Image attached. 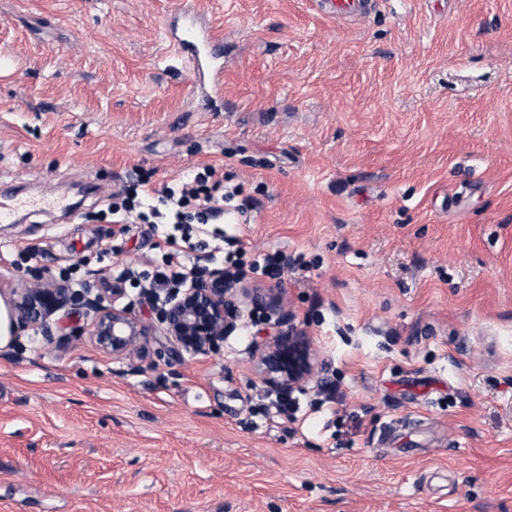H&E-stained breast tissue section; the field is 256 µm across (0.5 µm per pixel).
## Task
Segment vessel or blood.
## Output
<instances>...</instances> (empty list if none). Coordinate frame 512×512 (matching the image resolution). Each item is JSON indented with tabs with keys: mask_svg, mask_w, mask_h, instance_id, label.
I'll use <instances>...</instances> for the list:
<instances>
[{
	"mask_svg": "<svg viewBox=\"0 0 512 512\" xmlns=\"http://www.w3.org/2000/svg\"><path fill=\"white\" fill-rule=\"evenodd\" d=\"M166 35L174 53L190 63L193 85L221 95L222 43L212 28L202 22L199 13L191 7L178 11L168 23Z\"/></svg>",
	"mask_w": 512,
	"mask_h": 512,
	"instance_id": "b4317fda",
	"label": "vessel or blood"
}]
</instances>
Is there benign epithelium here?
<instances>
[{
  "label": "benign epithelium",
  "instance_id": "benign-epithelium-1",
  "mask_svg": "<svg viewBox=\"0 0 512 512\" xmlns=\"http://www.w3.org/2000/svg\"><path fill=\"white\" fill-rule=\"evenodd\" d=\"M88 288H63L54 281L36 279L12 290L11 322L30 327L51 339L48 319L61 307L93 314L95 344L115 360L133 361L145 354L147 338L160 333L171 345L170 354L207 355L231 335L242 318L240 300L254 309L278 314L279 336L259 347L258 367L267 392L283 399L311 381L319 380V360L311 340L294 323V315L283 305L282 288H249L242 278L214 266L192 284L161 301L153 325L142 321L130 306L117 305L125 296L122 288H112V306L100 298H90Z\"/></svg>",
  "mask_w": 512,
  "mask_h": 512
}]
</instances>
